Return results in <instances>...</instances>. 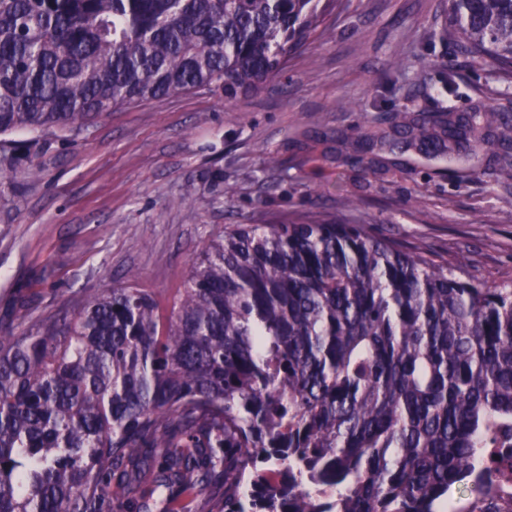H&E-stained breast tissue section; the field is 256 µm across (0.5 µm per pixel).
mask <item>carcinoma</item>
I'll return each instance as SVG.
<instances>
[{
	"mask_svg": "<svg viewBox=\"0 0 512 512\" xmlns=\"http://www.w3.org/2000/svg\"><path fill=\"white\" fill-rule=\"evenodd\" d=\"M343 0H0V162L140 101L258 90ZM474 59L512 68V0H449ZM380 141L471 162L492 109L404 113ZM17 131L32 137L6 139ZM0 336V512H512V283L357 224L209 241L170 315L135 286Z\"/></svg>",
	"mask_w": 512,
	"mask_h": 512,
	"instance_id": "obj_1",
	"label": "carcinoma"
}]
</instances>
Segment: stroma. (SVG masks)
Here are the masks:
<instances>
[{
    "label": "stroma",
    "mask_w": 512,
    "mask_h": 512,
    "mask_svg": "<svg viewBox=\"0 0 512 512\" xmlns=\"http://www.w3.org/2000/svg\"><path fill=\"white\" fill-rule=\"evenodd\" d=\"M446 13L445 0H347L332 38L315 35L258 92L194 90L44 134L39 181L0 170V331L19 302L78 306L131 268L171 311L203 245L239 224H359L487 285L511 281L512 141L453 173L413 151L353 159L397 112L512 117V75L464 53Z\"/></svg>",
    "instance_id": "obj_1"
}]
</instances>
